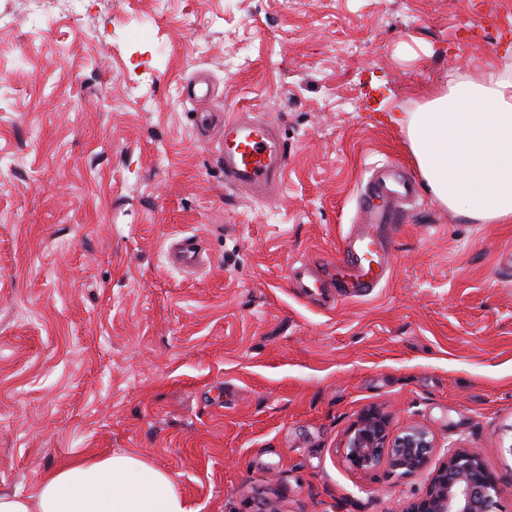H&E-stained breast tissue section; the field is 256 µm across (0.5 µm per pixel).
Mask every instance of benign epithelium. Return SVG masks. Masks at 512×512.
I'll return each instance as SVG.
<instances>
[{
  "label": "benign epithelium",
  "instance_id": "benign-epithelium-1",
  "mask_svg": "<svg viewBox=\"0 0 512 512\" xmlns=\"http://www.w3.org/2000/svg\"><path fill=\"white\" fill-rule=\"evenodd\" d=\"M436 448L429 431L414 422L392 434L390 417L375 408L361 412L344 440L345 459L354 469L369 471L384 463L402 476L428 470ZM443 457L430 472L425 493L405 512H500L503 486L475 449L446 445Z\"/></svg>",
  "mask_w": 512,
  "mask_h": 512
}]
</instances>
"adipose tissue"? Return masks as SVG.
<instances>
[{
	"instance_id": "1",
	"label": "adipose tissue",
	"mask_w": 512,
	"mask_h": 512,
	"mask_svg": "<svg viewBox=\"0 0 512 512\" xmlns=\"http://www.w3.org/2000/svg\"><path fill=\"white\" fill-rule=\"evenodd\" d=\"M425 191L474 224L512 223V67L448 71L416 111L395 116ZM0 512H192L170 475L133 452L87 456L36 493L0 491Z\"/></svg>"
}]
</instances>
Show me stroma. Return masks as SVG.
<instances>
[{
  "label": "stroma",
  "instance_id": "1",
  "mask_svg": "<svg viewBox=\"0 0 512 512\" xmlns=\"http://www.w3.org/2000/svg\"><path fill=\"white\" fill-rule=\"evenodd\" d=\"M497 59L512 0H0V490L131 451L194 512H405L427 473L344 458L368 406L512 481V224L424 193L371 296L291 281L339 259L370 168L416 174L391 115ZM239 113L286 145L270 198L224 185ZM182 234L209 265L168 264Z\"/></svg>",
  "mask_w": 512,
  "mask_h": 512
}]
</instances>
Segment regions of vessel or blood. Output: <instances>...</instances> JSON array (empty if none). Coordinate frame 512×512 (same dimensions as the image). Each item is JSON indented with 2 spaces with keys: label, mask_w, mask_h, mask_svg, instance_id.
<instances>
[{
  "label": "vessel or blood",
  "mask_w": 512,
  "mask_h": 512,
  "mask_svg": "<svg viewBox=\"0 0 512 512\" xmlns=\"http://www.w3.org/2000/svg\"><path fill=\"white\" fill-rule=\"evenodd\" d=\"M220 159L224 182L266 193L279 187L288 165V154L269 123L261 119H229L224 123ZM417 195L415 181L394 176L390 167L373 168L357 197L358 222L344 236L341 259L325 278L303 272L301 287L338 288L350 297H367L384 285L390 270L391 235L403 201ZM168 262L174 266H194L201 254L196 236L183 235L168 240Z\"/></svg>",
  "instance_id": "vessel-or-blood-1"
}]
</instances>
